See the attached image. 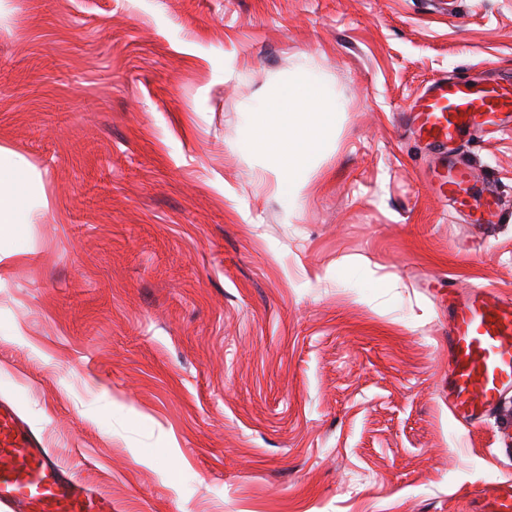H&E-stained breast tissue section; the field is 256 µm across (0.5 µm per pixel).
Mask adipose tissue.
Listing matches in <instances>:
<instances>
[{
    "instance_id": "ef3b65f1",
    "label": "adipose tissue",
    "mask_w": 512,
    "mask_h": 512,
    "mask_svg": "<svg viewBox=\"0 0 512 512\" xmlns=\"http://www.w3.org/2000/svg\"><path fill=\"white\" fill-rule=\"evenodd\" d=\"M266 110L275 129L292 128L288 137V165L276 168L279 184L300 197L305 187L296 170L311 162L327 144L341 106L335 88L321 75L305 71L302 80L275 88ZM49 209L39 172L23 156L0 146V255L15 225L34 224Z\"/></svg>"
}]
</instances>
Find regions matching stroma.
<instances>
[{"mask_svg":"<svg viewBox=\"0 0 512 512\" xmlns=\"http://www.w3.org/2000/svg\"><path fill=\"white\" fill-rule=\"evenodd\" d=\"M0 146L53 213L0 259V399L114 512H470L512 392L442 397L449 289L512 297V137L468 230L402 110L512 77V0H0ZM342 110L291 220L247 131L302 62Z\"/></svg>","mask_w":512,"mask_h":512,"instance_id":"1","label":"stroma"}]
</instances>
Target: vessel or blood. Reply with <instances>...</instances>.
<instances>
[{"label":"vessel or blood","mask_w":512,"mask_h":512,"mask_svg":"<svg viewBox=\"0 0 512 512\" xmlns=\"http://www.w3.org/2000/svg\"><path fill=\"white\" fill-rule=\"evenodd\" d=\"M412 137L442 154L463 138L512 132V82L484 89L448 78L425 85L403 113ZM467 223H498L499 200L472 195L473 167L457 160L432 174ZM448 408L460 421L482 422L512 390V299L484 288L448 294ZM474 512H512V480L486 482ZM0 512H112L111 498L62 466L42 436L8 402L0 403Z\"/></svg>","instance_id":"obj_1"}]
</instances>
